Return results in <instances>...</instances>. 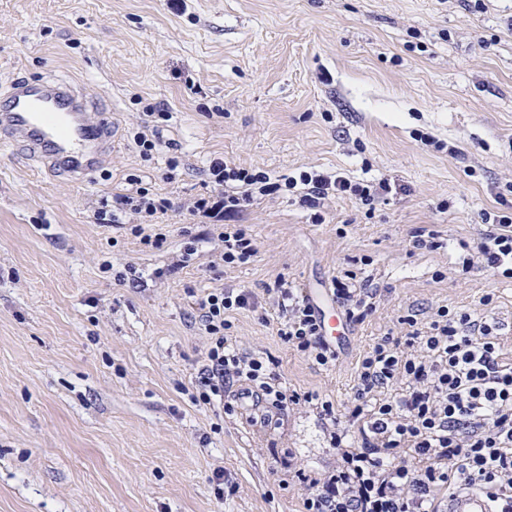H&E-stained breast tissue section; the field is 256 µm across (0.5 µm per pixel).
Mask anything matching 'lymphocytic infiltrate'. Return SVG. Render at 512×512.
Here are the masks:
<instances>
[{
    "instance_id": "lymphocytic-infiltrate-1",
    "label": "lymphocytic infiltrate",
    "mask_w": 512,
    "mask_h": 512,
    "mask_svg": "<svg viewBox=\"0 0 512 512\" xmlns=\"http://www.w3.org/2000/svg\"><path fill=\"white\" fill-rule=\"evenodd\" d=\"M209 171L224 192L219 199L191 201V215H237L254 193H291L313 223L324 220L327 201L351 195L367 213L392 187L389 182H354L341 175L302 170L277 182L263 171L215 160ZM169 202L139 179L127 192L102 202V224L133 220L151 224ZM480 240L462 259L463 269L480 265L512 279V199L483 212ZM332 293L349 322L373 309L376 289L368 282L334 278ZM276 331L289 349L318 366L335 367L339 355L327 345L321 323L292 282L269 289ZM194 306L211 338L198 371L203 404L223 402L234 383L255 388L268 412L312 406L329 421L334 466L294 470L292 481L304 512H439L448 492L465 485L485 491L494 512H512V357L501 350L500 326L485 315L442 305L427 317L409 311L400 317L403 338L386 333L357 366L354 397L345 410L315 392L287 390L263 357L234 349L226 335L229 316L257 310L262 303L241 288H208Z\"/></svg>"
}]
</instances>
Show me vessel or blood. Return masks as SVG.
Wrapping results in <instances>:
<instances>
[{
    "label": "vessel or blood",
    "instance_id": "vessel-or-blood-1",
    "mask_svg": "<svg viewBox=\"0 0 512 512\" xmlns=\"http://www.w3.org/2000/svg\"><path fill=\"white\" fill-rule=\"evenodd\" d=\"M116 136L112 115L94 111L90 100L69 81L45 77L16 82L0 106V147L17 146L42 175L81 183L112 158ZM318 311L322 334L342 337L346 321L336 312V299L320 288L305 292ZM444 512H491L487 495L475 489L452 491Z\"/></svg>",
    "mask_w": 512,
    "mask_h": 512
}]
</instances>
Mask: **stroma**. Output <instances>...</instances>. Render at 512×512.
Returning a JSON list of instances; mask_svg holds the SVG:
<instances>
[{
    "label": "stroma",
    "mask_w": 512,
    "mask_h": 512,
    "mask_svg": "<svg viewBox=\"0 0 512 512\" xmlns=\"http://www.w3.org/2000/svg\"><path fill=\"white\" fill-rule=\"evenodd\" d=\"M49 75L111 112L117 137L82 184L0 148V512H303L290 466L336 460L317 412L260 427L195 400L209 338L193 297L207 288L262 298L346 269L372 281L373 312L327 370L260 312L231 317L235 348L341 409L359 359L409 308L485 313L512 349V279L457 266L512 186V0H0V96ZM149 106L168 119L147 161L134 135ZM215 159L396 188L370 218L333 199L321 224L285 194L255 197L240 222L258 254L232 268L215 221L186 209L220 194ZM131 175L171 202L159 246L95 219ZM421 227L442 248L412 250Z\"/></svg>",
    "instance_id": "obj_1"
}]
</instances>
